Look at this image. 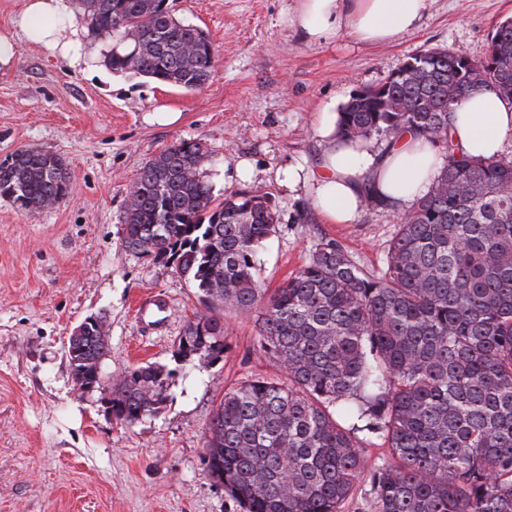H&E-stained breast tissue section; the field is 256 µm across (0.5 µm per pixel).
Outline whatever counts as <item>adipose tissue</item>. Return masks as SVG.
Instances as JSON below:
<instances>
[{"label": "adipose tissue", "instance_id": "obj_1", "mask_svg": "<svg viewBox=\"0 0 512 512\" xmlns=\"http://www.w3.org/2000/svg\"><path fill=\"white\" fill-rule=\"evenodd\" d=\"M425 8L426 0H298L290 22L311 43L342 33L358 42L388 43L412 31ZM72 18L67 0H26L11 26L0 29V71L13 66L23 40L80 67L83 44L64 35ZM336 119L327 110L318 118L317 131L327 141L320 175H308L296 165L276 171L288 188L309 187L327 223H354L364 208L362 187L367 183L379 198L401 209L428 191L439 162L433 145L409 131L379 149L361 138L342 142L334 135ZM451 136L465 154L497 155L512 138V102L490 88L473 91L455 112Z\"/></svg>", "mask_w": 512, "mask_h": 512}]
</instances>
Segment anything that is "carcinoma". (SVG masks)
Returning <instances> with one entry per match:
<instances>
[{"label":"carcinoma","mask_w":512,"mask_h":512,"mask_svg":"<svg viewBox=\"0 0 512 512\" xmlns=\"http://www.w3.org/2000/svg\"><path fill=\"white\" fill-rule=\"evenodd\" d=\"M104 65L187 91L213 77L218 55L166 0H75ZM512 100V20L473 60L446 47L407 57L386 81L339 108L341 139L386 141L409 130L445 149L430 189L405 211L379 269L335 240L268 292L256 255L277 233L268 195L216 202L208 148L180 141L142 168L123 213L122 248L186 277L204 312L173 358L224 360L220 312H257L259 352L285 381L254 377L224 393L205 443L210 475L246 512H340L356 485L367 512H512V159L454 148L458 105L478 87ZM73 192L59 156L36 147L0 160V197L33 211ZM108 342L90 327L69 339L77 388L101 386ZM172 371L147 364L112 384V417L159 414ZM387 445L371 468L360 435Z\"/></svg>","instance_id":"1"}]
</instances>
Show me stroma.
Returning a JSON list of instances; mask_svg holds the SVG:
<instances>
[{
  "label": "stroma",
  "instance_id": "35a3bbf8",
  "mask_svg": "<svg viewBox=\"0 0 512 512\" xmlns=\"http://www.w3.org/2000/svg\"><path fill=\"white\" fill-rule=\"evenodd\" d=\"M168 4L204 29L219 55L202 90L131 79L94 56L80 72L25 41L13 69L0 73V159L37 147L62 157L74 182L68 198L33 212L0 197V512H245L208 472V428L225 391L281 373L257 350L251 312L225 313L223 361H174V342L201 306L172 265L122 248V216L142 167L176 142L200 141L214 158L207 179L217 199L267 192L279 223L258 256L266 287L298 270L322 239L361 266L381 267L398 210L327 223L306 189L276 181V169H319L324 107L382 84L428 46L484 58L495 25L512 18V0H427L416 29L393 42L342 35L311 44L288 25L296 0ZM157 106L179 120L149 122ZM242 157L261 168L255 182L238 178ZM90 316L106 319L109 351L100 388L83 392L66 347ZM149 362L173 372L164 410L132 426L117 422L104 389Z\"/></svg>",
  "mask_w": 512,
  "mask_h": 512
}]
</instances>
